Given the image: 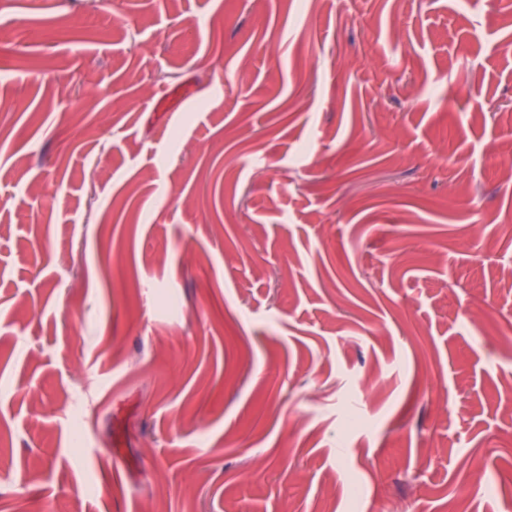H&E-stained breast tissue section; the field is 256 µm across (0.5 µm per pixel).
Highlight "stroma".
<instances>
[{
    "label": "stroma",
    "mask_w": 512,
    "mask_h": 512,
    "mask_svg": "<svg viewBox=\"0 0 512 512\" xmlns=\"http://www.w3.org/2000/svg\"><path fill=\"white\" fill-rule=\"evenodd\" d=\"M452 499L512 512V0H0V512Z\"/></svg>",
    "instance_id": "stroma-1"
}]
</instances>
